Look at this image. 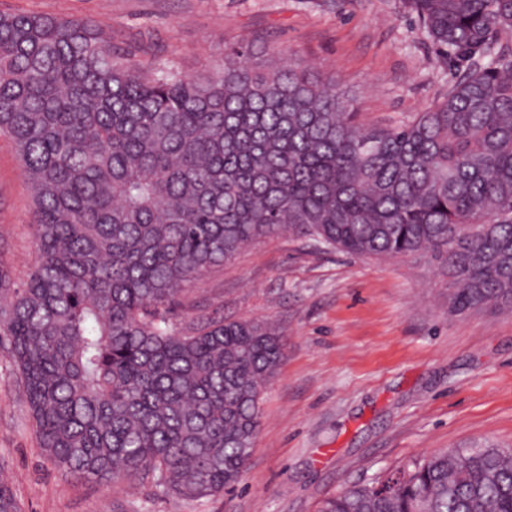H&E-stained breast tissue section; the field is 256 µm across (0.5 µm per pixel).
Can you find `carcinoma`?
<instances>
[{
  "instance_id": "1",
  "label": "carcinoma",
  "mask_w": 512,
  "mask_h": 512,
  "mask_svg": "<svg viewBox=\"0 0 512 512\" xmlns=\"http://www.w3.org/2000/svg\"><path fill=\"white\" fill-rule=\"evenodd\" d=\"M448 90L396 126L242 41L193 75L117 52L91 18L0 12V132L37 262L0 265V344L46 458L84 480L232 490L285 357L267 320L171 322L179 295L284 233L359 257L429 253L451 312L512 307V0H401ZM320 512H512V448L437 450Z\"/></svg>"
}]
</instances>
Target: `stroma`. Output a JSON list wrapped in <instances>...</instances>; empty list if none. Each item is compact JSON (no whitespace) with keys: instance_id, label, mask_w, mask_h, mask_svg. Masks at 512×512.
Returning a JSON list of instances; mask_svg holds the SVG:
<instances>
[{"instance_id":"35a3bbf8","label":"stroma","mask_w":512,"mask_h":512,"mask_svg":"<svg viewBox=\"0 0 512 512\" xmlns=\"http://www.w3.org/2000/svg\"><path fill=\"white\" fill-rule=\"evenodd\" d=\"M0 11L89 17L120 52L184 75L222 64L249 36L287 52L353 99L363 122L396 125L451 75L398 0H0ZM31 191L0 135V263L33 268ZM430 256L315 251L284 235L243 250L181 297L200 314L279 322L286 357L261 399L236 491L189 500L152 483L75 480L45 457L17 373L0 349V469L21 512H318L323 501L444 448L512 445V311L448 312Z\"/></svg>"}]
</instances>
